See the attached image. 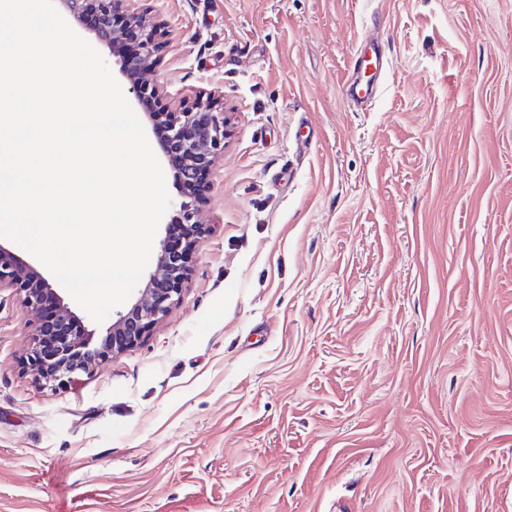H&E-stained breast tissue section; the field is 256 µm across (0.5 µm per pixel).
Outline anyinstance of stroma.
<instances>
[{
  "mask_svg": "<svg viewBox=\"0 0 512 512\" xmlns=\"http://www.w3.org/2000/svg\"><path fill=\"white\" fill-rule=\"evenodd\" d=\"M146 6L168 91L231 114L209 231L56 389L0 290V512H512V0ZM371 43L361 42L352 76L344 85L345 97L354 103L369 99L378 89L375 81L382 68V58L378 48Z\"/></svg>",
  "mask_w": 512,
  "mask_h": 512,
  "instance_id": "1",
  "label": "stroma"
}]
</instances>
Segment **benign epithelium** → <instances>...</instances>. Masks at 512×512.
I'll return each mask as SVG.
<instances>
[{
	"mask_svg": "<svg viewBox=\"0 0 512 512\" xmlns=\"http://www.w3.org/2000/svg\"><path fill=\"white\" fill-rule=\"evenodd\" d=\"M66 2L74 19L88 14L95 17L97 35L112 44L115 54H121L122 35L114 25V12H125L127 23L140 31L138 54L122 57L121 74L150 124L165 135L164 151L181 196L174 223L184 229L186 246L179 251L171 248L169 239L160 241L155 272L134 301L117 312L98 344L72 330L76 316L52 284L22 256L0 246V290L15 291L24 308L38 316L34 326L38 342L27 363L45 387L62 386L92 364L136 347L178 303L195 246L206 231L200 219L208 191L204 175L214 156L224 151L232 125L230 113L212 96L200 97L191 108L182 109L163 102L167 92L162 84L142 78L153 70L168 43L169 31L147 20V11L132 5L133 0Z\"/></svg>",
	"mask_w": 512,
	"mask_h": 512,
	"instance_id": "benign-epithelium-1",
	"label": "benign epithelium"
}]
</instances>
